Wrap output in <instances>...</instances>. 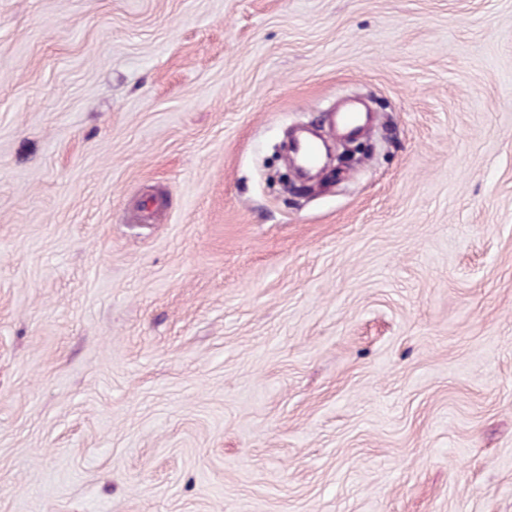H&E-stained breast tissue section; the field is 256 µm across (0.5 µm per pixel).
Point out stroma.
<instances>
[{"label":"stroma","mask_w":512,"mask_h":512,"mask_svg":"<svg viewBox=\"0 0 512 512\" xmlns=\"http://www.w3.org/2000/svg\"><path fill=\"white\" fill-rule=\"evenodd\" d=\"M0 512H512V0H0ZM328 119L338 136L353 137L370 129L373 116L357 103L348 102L331 112Z\"/></svg>","instance_id":"1"}]
</instances>
